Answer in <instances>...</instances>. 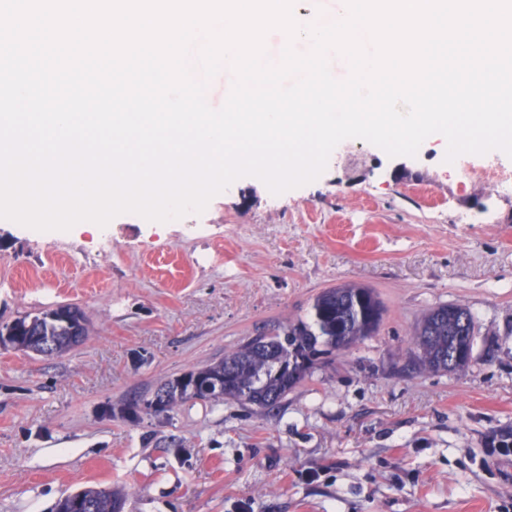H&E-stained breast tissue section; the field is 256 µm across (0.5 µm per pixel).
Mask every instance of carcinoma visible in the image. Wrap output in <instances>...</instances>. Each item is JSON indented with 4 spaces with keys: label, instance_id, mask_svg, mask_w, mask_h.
I'll list each match as a JSON object with an SVG mask.
<instances>
[{
    "label": "carcinoma",
    "instance_id": "1",
    "mask_svg": "<svg viewBox=\"0 0 512 512\" xmlns=\"http://www.w3.org/2000/svg\"><path fill=\"white\" fill-rule=\"evenodd\" d=\"M384 305L370 288L343 285L322 290L313 300L308 316L286 319L267 333L248 338L219 360L193 367L147 389L123 404L121 417L132 423L140 414L156 413L159 399L170 412L186 403H218L231 400L263 411L281 403L297 385L316 370L332 363L339 352L374 336L384 315ZM80 309L59 307L29 314L0 324V334L18 336L32 352L43 356L64 353L80 344L86 325L79 322ZM51 336L55 346H41ZM475 324L462 304L440 305L427 310L411 337L414 368L441 373L465 368L471 361ZM85 512H118L121 498L110 488L79 490Z\"/></svg>",
    "mask_w": 512,
    "mask_h": 512
}]
</instances>
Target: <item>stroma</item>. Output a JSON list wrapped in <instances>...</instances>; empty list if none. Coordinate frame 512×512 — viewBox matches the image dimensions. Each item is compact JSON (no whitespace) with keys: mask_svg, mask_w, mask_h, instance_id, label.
<instances>
[{"mask_svg":"<svg viewBox=\"0 0 512 512\" xmlns=\"http://www.w3.org/2000/svg\"><path fill=\"white\" fill-rule=\"evenodd\" d=\"M435 134L416 156L341 142L315 181L272 194L245 176L200 214L126 213L49 238L0 219V322L79 307L88 333L46 357L0 349V512H54L89 486L123 512H512V158L469 155L461 182ZM373 289L375 336L276 408L187 404L134 425L103 414L223 357L323 289ZM462 303L465 369L416 371L422 314Z\"/></svg>","mask_w":512,"mask_h":512,"instance_id":"obj_1","label":"stroma"}]
</instances>
